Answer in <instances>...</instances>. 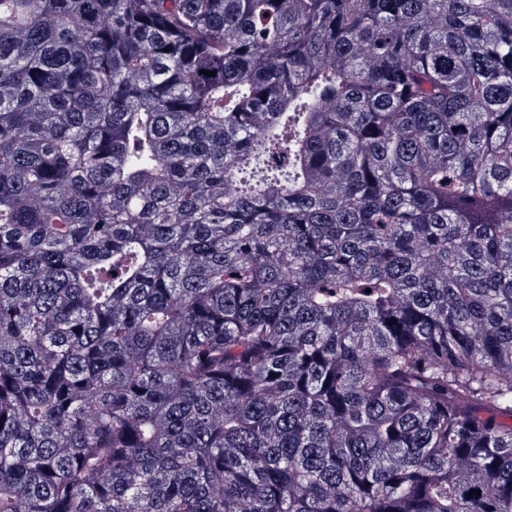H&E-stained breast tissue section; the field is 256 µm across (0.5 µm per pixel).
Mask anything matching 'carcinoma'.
Wrapping results in <instances>:
<instances>
[{"instance_id":"carcinoma-1","label":"carcinoma","mask_w":512,"mask_h":512,"mask_svg":"<svg viewBox=\"0 0 512 512\" xmlns=\"http://www.w3.org/2000/svg\"><path fill=\"white\" fill-rule=\"evenodd\" d=\"M0 512H512V0H0Z\"/></svg>"}]
</instances>
